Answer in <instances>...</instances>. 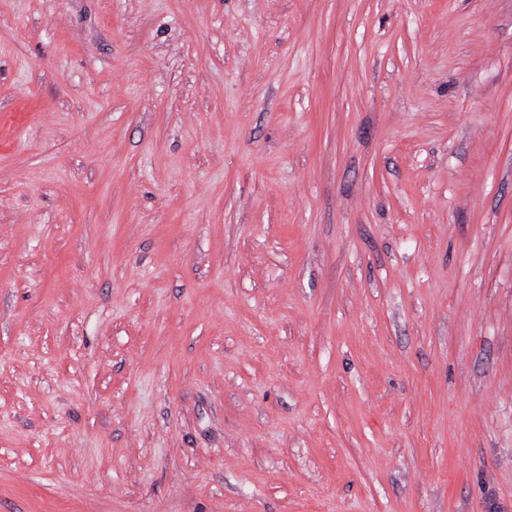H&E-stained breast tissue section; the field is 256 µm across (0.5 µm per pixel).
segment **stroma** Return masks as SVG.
I'll return each mask as SVG.
<instances>
[{"label": "stroma", "mask_w": 512, "mask_h": 512, "mask_svg": "<svg viewBox=\"0 0 512 512\" xmlns=\"http://www.w3.org/2000/svg\"><path fill=\"white\" fill-rule=\"evenodd\" d=\"M0 512H512V0H0Z\"/></svg>", "instance_id": "obj_1"}]
</instances>
